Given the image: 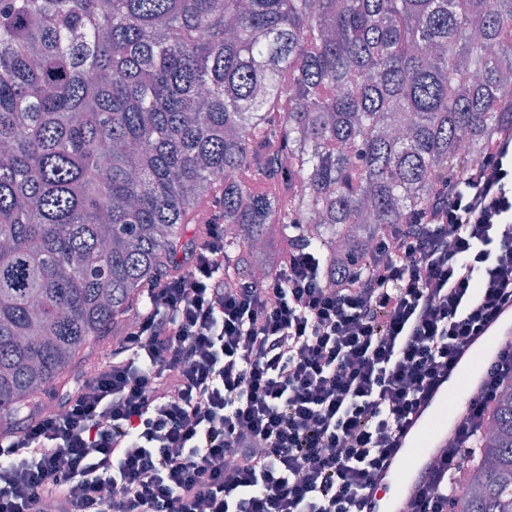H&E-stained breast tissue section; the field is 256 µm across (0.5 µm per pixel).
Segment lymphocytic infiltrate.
<instances>
[{
  "label": "lymphocytic infiltrate",
  "instance_id": "1",
  "mask_svg": "<svg viewBox=\"0 0 512 512\" xmlns=\"http://www.w3.org/2000/svg\"><path fill=\"white\" fill-rule=\"evenodd\" d=\"M374 250L333 283L307 244L228 276L224 224H205L94 371L0 432V512H363L428 391L512 306V123ZM511 379L512 341L411 512H448Z\"/></svg>",
  "mask_w": 512,
  "mask_h": 512
}]
</instances>
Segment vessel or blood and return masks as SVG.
<instances>
[{
	"label": "vessel or blood",
	"mask_w": 512,
	"mask_h": 512,
	"mask_svg": "<svg viewBox=\"0 0 512 512\" xmlns=\"http://www.w3.org/2000/svg\"><path fill=\"white\" fill-rule=\"evenodd\" d=\"M512 340V307L502 310L489 323L480 336L458 355L455 365L447 376L441 377L422 400L411 422L399 437V446L379 471L376 486L366 497L369 512H403L406 498L413 490L416 480L432 462L433 456L443 446L452 432L443 426L429 439H422L425 424L435 421L438 414L446 412L451 418H459L461 409H448L447 399L452 382L462 381L470 391H477L483 383L484 373L480 362H491L502 343Z\"/></svg>",
	"instance_id": "obj_1"
}]
</instances>
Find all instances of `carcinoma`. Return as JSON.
<instances>
[{
	"mask_svg": "<svg viewBox=\"0 0 512 512\" xmlns=\"http://www.w3.org/2000/svg\"><path fill=\"white\" fill-rule=\"evenodd\" d=\"M512 121V0H0V431L60 383L217 203L331 274ZM467 137L470 152L458 150ZM452 512H512V381Z\"/></svg>",
	"mask_w": 512,
	"mask_h": 512,
	"instance_id": "carcinoma-1",
	"label": "carcinoma"
}]
</instances>
